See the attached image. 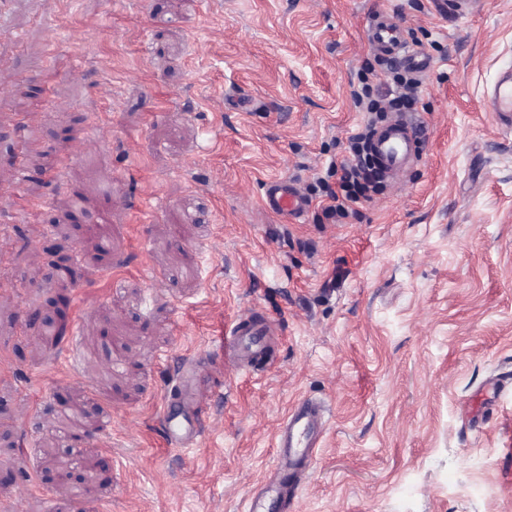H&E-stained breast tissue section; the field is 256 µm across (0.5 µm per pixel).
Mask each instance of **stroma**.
<instances>
[{"instance_id":"stroma-1","label":"stroma","mask_w":512,"mask_h":512,"mask_svg":"<svg viewBox=\"0 0 512 512\" xmlns=\"http://www.w3.org/2000/svg\"><path fill=\"white\" fill-rule=\"evenodd\" d=\"M378 15L427 59L417 162L359 216L330 223L318 194L300 222L269 213V180L302 189L348 159ZM12 25L0 61L27 80L0 110V179L21 150L28 177L25 203L0 194V502L245 512L309 397L329 425L291 512H512V129L484 108L512 0L446 22L431 0H19ZM107 209L105 249L89 227ZM249 311L276 333L222 373ZM186 362L217 369L216 392L171 448ZM91 400L97 477L60 479L55 429Z\"/></svg>"}]
</instances>
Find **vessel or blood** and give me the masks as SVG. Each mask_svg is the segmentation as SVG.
Wrapping results in <instances>:
<instances>
[{
	"label": "vessel or blood",
	"mask_w": 512,
	"mask_h": 512,
	"mask_svg": "<svg viewBox=\"0 0 512 512\" xmlns=\"http://www.w3.org/2000/svg\"><path fill=\"white\" fill-rule=\"evenodd\" d=\"M479 2L432 0V5L442 18L458 19L470 15ZM367 40L381 55L400 58L409 65L419 62V51L409 47L401 33L385 23L369 27ZM484 106L501 124L512 128L511 59L503 62L496 81L484 99ZM417 137L416 125L401 114L379 128L373 140V152L385 175H397L409 165ZM263 205L274 214L294 220L301 218L308 208L307 200L286 179L266 183ZM273 333L271 322L257 319L251 314L242 316L224 339V346L230 351L229 363L238 368L252 363L264 352L265 341ZM179 391V405L168 403L164 406L163 431L170 445L187 447L193 445L202 434L201 415L213 391L194 386L186 370L179 377ZM328 421L323 406L310 399L300 401L289 411L276 434L278 457L274 474L283 476L292 486L306 480L314 450L320 444Z\"/></svg>",
	"instance_id": "b4317fda"
}]
</instances>
